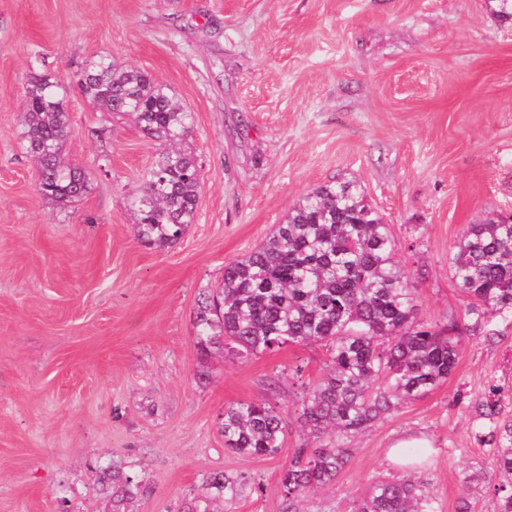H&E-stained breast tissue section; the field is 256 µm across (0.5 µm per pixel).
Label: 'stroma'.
<instances>
[{"label": "stroma", "instance_id": "obj_1", "mask_svg": "<svg viewBox=\"0 0 512 512\" xmlns=\"http://www.w3.org/2000/svg\"><path fill=\"white\" fill-rule=\"evenodd\" d=\"M495 0H0V512H111L97 467L132 462L146 489L125 512H187L216 470L230 512H281L280 475L303 443L305 388L326 350L213 356L198 384V294L314 188L356 181L389 225L424 319L457 320L448 380L371 424L334 484L300 512H353L404 434L432 441L437 512H490L499 483L476 402L512 418V318L476 324L449 265L468 225L512 214V20ZM102 55L148 72L192 114L197 218L169 249L137 240L129 211L158 152L128 117L78 91ZM68 88L70 161L86 192H37L22 140L31 70ZM111 159L100 172V156ZM272 403L274 457L224 446V409ZM207 490L214 491L221 497L224 504L231 505L240 495V484L236 477L224 473V471H215L210 473L206 480Z\"/></svg>", "mask_w": 512, "mask_h": 512}]
</instances>
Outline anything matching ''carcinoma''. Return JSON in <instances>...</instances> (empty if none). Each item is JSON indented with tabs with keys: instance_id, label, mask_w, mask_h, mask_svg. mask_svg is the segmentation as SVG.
<instances>
[{
	"instance_id": "carcinoma-1",
	"label": "carcinoma",
	"mask_w": 512,
	"mask_h": 512,
	"mask_svg": "<svg viewBox=\"0 0 512 512\" xmlns=\"http://www.w3.org/2000/svg\"><path fill=\"white\" fill-rule=\"evenodd\" d=\"M78 86L100 111L133 116L159 143L131 206L139 238L171 247L197 212L200 169L184 146L191 113L148 72L107 56L85 65ZM23 111L25 150L39 167V194L57 203L81 196L88 174L64 156L71 124L62 83L31 73ZM394 248L389 225L354 182L321 185L302 196L259 246L224 266L217 293L204 291L197 300L194 344L204 360L224 351L257 356L292 344L326 348L327 361L302 413L309 443L294 450L281 473L283 512H298L310 493L336 481L349 460L352 434L401 402L426 396L456 366L460 325L422 317ZM450 265L468 312L512 317V216L469 225ZM475 411L490 422L481 441L494 449L502 480L493 512H512V420L496 419L490 400L478 402ZM221 428L225 448L245 456L274 457L285 440L281 417L263 402L225 407ZM329 429L336 439L323 444ZM100 484L112 512H125L124 504L145 491L129 463L101 467ZM206 486L228 506L240 495L238 479L222 471L210 473ZM356 512L435 510L425 480L383 477L367 486Z\"/></svg>"
}]
</instances>
